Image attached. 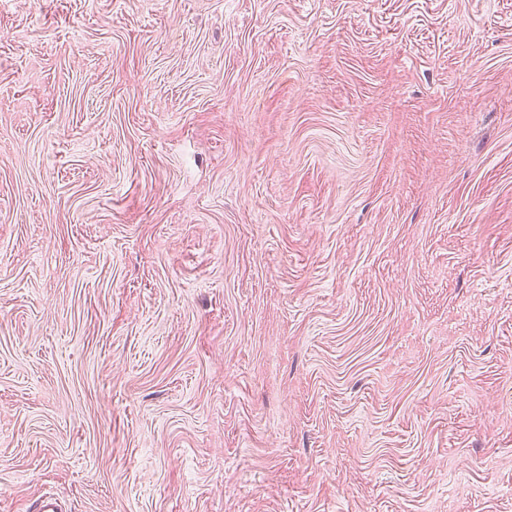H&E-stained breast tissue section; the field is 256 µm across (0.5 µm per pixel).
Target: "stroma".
<instances>
[{
    "mask_svg": "<svg viewBox=\"0 0 512 512\" xmlns=\"http://www.w3.org/2000/svg\"><path fill=\"white\" fill-rule=\"evenodd\" d=\"M512 512V0H0V512Z\"/></svg>",
    "mask_w": 512,
    "mask_h": 512,
    "instance_id": "1",
    "label": "stroma"
}]
</instances>
